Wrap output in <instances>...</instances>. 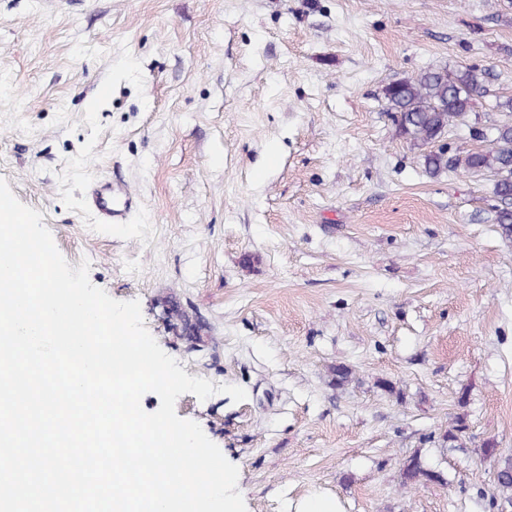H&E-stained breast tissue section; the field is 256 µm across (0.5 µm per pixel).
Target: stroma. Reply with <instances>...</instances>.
<instances>
[{"instance_id": "35a3bbf8", "label": "stroma", "mask_w": 512, "mask_h": 512, "mask_svg": "<svg viewBox=\"0 0 512 512\" xmlns=\"http://www.w3.org/2000/svg\"><path fill=\"white\" fill-rule=\"evenodd\" d=\"M463 66L488 94L452 154L512 96V0H0V178L188 375L246 390L175 409L247 512H512L482 452L512 454V239L381 95ZM115 172L141 202L102 224L85 185ZM415 452L444 483L401 487ZM296 512H343V510L337 498L323 494H313L297 505Z\"/></svg>"}]
</instances>
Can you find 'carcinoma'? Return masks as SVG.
Masks as SVG:
<instances>
[{
  "instance_id": "obj_1",
  "label": "carcinoma",
  "mask_w": 512,
  "mask_h": 512,
  "mask_svg": "<svg viewBox=\"0 0 512 512\" xmlns=\"http://www.w3.org/2000/svg\"><path fill=\"white\" fill-rule=\"evenodd\" d=\"M483 94V83L476 71L462 67L456 70L430 68L419 74L400 78L383 88L386 111L400 131L414 142L431 144L448 132V127L466 121ZM487 145L448 156L439 147L422 155L423 172L438 178L450 170L462 169L471 174L487 175L492 181L493 221L502 235L512 238V121L493 125L483 137ZM467 428L463 415L445 431L442 440L450 447H463L462 433ZM401 485L413 488L427 483H445L444 475L428 468L416 453L408 457L400 469ZM498 488L512 502V456L500 459L495 474Z\"/></svg>"
}]
</instances>
